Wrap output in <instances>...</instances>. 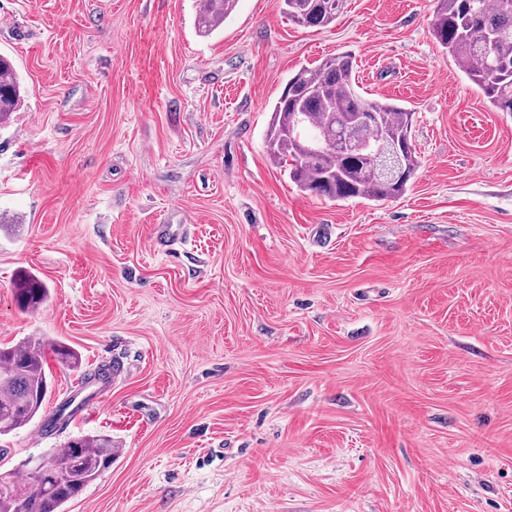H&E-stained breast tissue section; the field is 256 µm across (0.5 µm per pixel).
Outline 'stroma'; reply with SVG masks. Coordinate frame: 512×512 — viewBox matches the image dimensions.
Returning <instances> with one entry per match:
<instances>
[{
	"mask_svg": "<svg viewBox=\"0 0 512 512\" xmlns=\"http://www.w3.org/2000/svg\"><path fill=\"white\" fill-rule=\"evenodd\" d=\"M435 0H344L306 28L239 0H0L23 86L0 126V344L47 356L0 473L81 435L111 466L64 512H512V114L432 35ZM350 53L414 114L399 198L305 194L270 159L289 76ZM157 224H187L173 254ZM33 274L50 296L21 309ZM96 411L33 441L81 372ZM196 23L201 36H209L224 26L235 11L238 0H196Z\"/></svg>",
	"mask_w": 512,
	"mask_h": 512,
	"instance_id": "obj_1",
	"label": "stroma"
}]
</instances>
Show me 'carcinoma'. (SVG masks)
Returning <instances> with one entry per match:
<instances>
[{
	"label": "carcinoma",
	"instance_id": "1",
	"mask_svg": "<svg viewBox=\"0 0 512 512\" xmlns=\"http://www.w3.org/2000/svg\"><path fill=\"white\" fill-rule=\"evenodd\" d=\"M200 35L209 36L224 26L238 0H196ZM293 22L306 27H327L336 21L343 0H281ZM433 36L461 68L489 104L512 112V0H437ZM354 57L331 56L314 67L292 74L274 103L266 132L270 158L303 192L330 201L394 199L407 190L420 161L412 145L413 113L389 99H367L355 80ZM20 81L11 61L0 56V124L14 112ZM359 112H373L379 126H352ZM363 140L378 136L405 143V179L394 186L379 179L357 153H342L336 140L343 131ZM43 283L24 274L16 283L18 302L35 308L47 297ZM76 369L78 352L69 345H51L41 339L0 347V436L29 425L42 409L51 388L46 352ZM117 449L108 436H78L45 455L39 478L27 477L24 497L3 491L14 484L0 477V512H63L104 470Z\"/></svg>",
	"mask_w": 512,
	"mask_h": 512
}]
</instances>
